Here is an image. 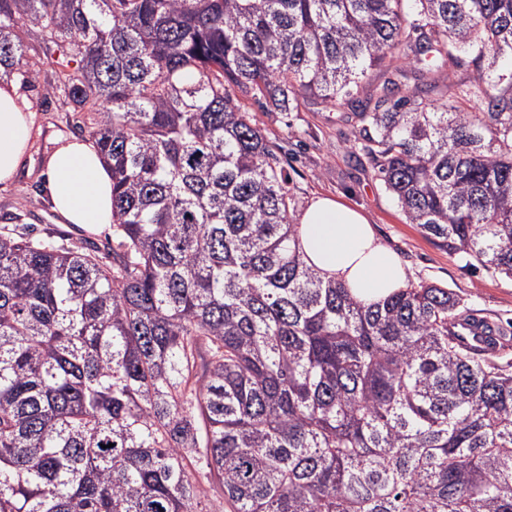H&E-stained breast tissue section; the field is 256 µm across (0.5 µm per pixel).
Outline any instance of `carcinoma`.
I'll return each mask as SVG.
<instances>
[{"label": "carcinoma", "instance_id": "obj_1", "mask_svg": "<svg viewBox=\"0 0 512 512\" xmlns=\"http://www.w3.org/2000/svg\"><path fill=\"white\" fill-rule=\"evenodd\" d=\"M112 169V242L0 236V512H512V340L419 282L364 306L300 258L245 96L347 105L408 223L512 278V0H0ZM75 67H70V64ZM472 64L451 93L438 79ZM410 65V95L373 67Z\"/></svg>", "mask_w": 512, "mask_h": 512}]
</instances>
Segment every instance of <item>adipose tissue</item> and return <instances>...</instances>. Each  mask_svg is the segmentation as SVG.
Wrapping results in <instances>:
<instances>
[{
  "mask_svg": "<svg viewBox=\"0 0 512 512\" xmlns=\"http://www.w3.org/2000/svg\"><path fill=\"white\" fill-rule=\"evenodd\" d=\"M32 115L14 85L0 82V182L13 180L27 153ZM44 174L63 223L93 232L112 221V172L94 144L64 139L48 156ZM302 260L323 279L349 288L371 305L405 287L400 259L378 239L369 216L327 195L312 199L297 217Z\"/></svg>",
  "mask_w": 512,
  "mask_h": 512,
  "instance_id": "adipose-tissue-1",
  "label": "adipose tissue"
}]
</instances>
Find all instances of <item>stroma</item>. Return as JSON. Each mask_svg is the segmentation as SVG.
<instances>
[{"instance_id":"1","label":"stroma","mask_w":512,"mask_h":512,"mask_svg":"<svg viewBox=\"0 0 512 512\" xmlns=\"http://www.w3.org/2000/svg\"><path fill=\"white\" fill-rule=\"evenodd\" d=\"M35 115L25 162L17 178L0 183V234L44 239L61 233L80 243L104 245L111 227L85 235L61 223L41 177L47 156L58 140L78 137L77 116L61 98L42 89H20ZM257 126L276 146L288 187L301 212L318 195H334L362 208L381 242L394 252L411 283L426 281L458 294L465 304L491 323L512 332V279L492 274L464 254L438 247L421 229L408 223L396 198L385 189L361 145V123L347 108L320 100L301 99L279 112L254 99H245Z\"/></svg>"}]
</instances>
